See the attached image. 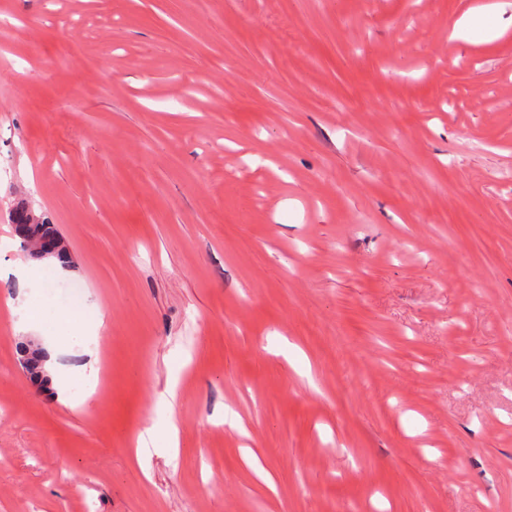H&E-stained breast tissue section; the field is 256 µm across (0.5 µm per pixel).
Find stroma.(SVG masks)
<instances>
[{
    "label": "stroma",
    "instance_id": "1",
    "mask_svg": "<svg viewBox=\"0 0 512 512\" xmlns=\"http://www.w3.org/2000/svg\"><path fill=\"white\" fill-rule=\"evenodd\" d=\"M485 2L0 0V239L24 197L72 256L0 275V512H512ZM67 285L104 317L74 408L19 352Z\"/></svg>",
    "mask_w": 512,
    "mask_h": 512
}]
</instances>
